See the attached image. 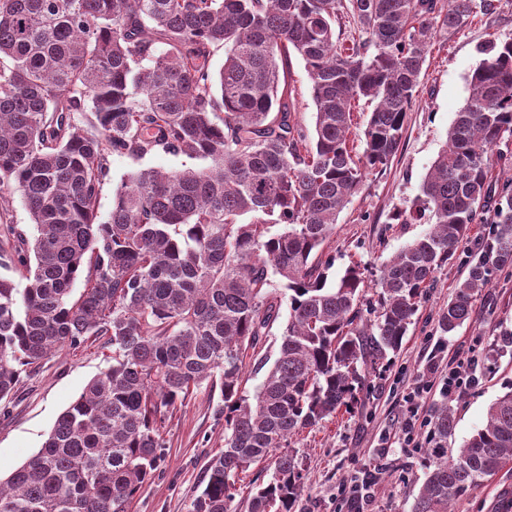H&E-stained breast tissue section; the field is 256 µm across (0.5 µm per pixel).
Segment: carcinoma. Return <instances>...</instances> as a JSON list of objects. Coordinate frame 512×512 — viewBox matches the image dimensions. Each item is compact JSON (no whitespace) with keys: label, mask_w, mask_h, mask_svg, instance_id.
Masks as SVG:
<instances>
[{"label":"carcinoma","mask_w":512,"mask_h":512,"mask_svg":"<svg viewBox=\"0 0 512 512\" xmlns=\"http://www.w3.org/2000/svg\"><path fill=\"white\" fill-rule=\"evenodd\" d=\"M495 0H0V188L32 232L0 276V402L60 348L106 337L112 357L37 452L0 479V512H128L163 457L162 424L202 384L224 401V449L189 512H229L239 474L270 461L250 512H293L305 488L288 450L300 431L354 411L366 373L397 353L435 274L473 224H491L439 316L470 320L512 268V40L489 39L418 203L397 224L431 227L379 269L328 281L316 261L339 213L401 143L438 35L489 16ZM224 48V65L210 66ZM305 62L314 132L291 120L280 62ZM373 106L350 146L354 109ZM163 151L201 169L129 173L109 218L97 203L109 158ZM251 214L244 224L239 217ZM83 281L84 287L75 284ZM278 355L248 396L244 352L280 315ZM443 403L411 512L454 500L512 464V389L454 450Z\"/></svg>","instance_id":"carcinoma-1"}]
</instances>
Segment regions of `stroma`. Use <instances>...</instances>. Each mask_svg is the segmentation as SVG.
Segmentation results:
<instances>
[{
	"instance_id": "obj_1",
	"label": "stroma",
	"mask_w": 512,
	"mask_h": 512,
	"mask_svg": "<svg viewBox=\"0 0 512 512\" xmlns=\"http://www.w3.org/2000/svg\"><path fill=\"white\" fill-rule=\"evenodd\" d=\"M492 37L512 40V0H498L494 15L475 18L437 38L397 153L388 168L363 182L323 246V258L333 262L331 275L358 262L366 268L367 282H374L382 262L429 226L426 218L418 224H395L391 216L412 206L419 197L422 181L445 145L454 115L469 95V80L481 58L479 49ZM288 81L294 90L292 118L313 128L310 82L304 61L295 53L290 56ZM204 165L201 159L163 152L138 160L112 157L111 180L98 199L99 221L108 219L115 191L130 171ZM465 274L460 260L437 273L400 352L385 367L367 375L359 410L337 414L294 437L292 451L305 475V489L294 512H345L342 488L366 467L379 473L368 512H410L413 495L424 479L428 434L427 429L416 430L412 446L402 440L405 397L417 378L433 383L431 391L417 399L419 418L432 420L445 402L454 410L455 430L449 447H460L482 427L488 405L512 383V347L500 345L503 334L512 333V270L496 274L477 300L470 321L448 335L440 330L439 314ZM111 354V347L101 338L76 349H62L35 372L22 376L13 399L0 406L1 477H8L41 447L58 416L106 367ZM459 356L475 357L479 383L448 396L440 387ZM222 408L219 394L202 387L168 416L162 429L166 459L132 501L129 512H188L200 490L206 464L224 446ZM453 510L512 512V468L503 469L456 500Z\"/></svg>"
}]
</instances>
